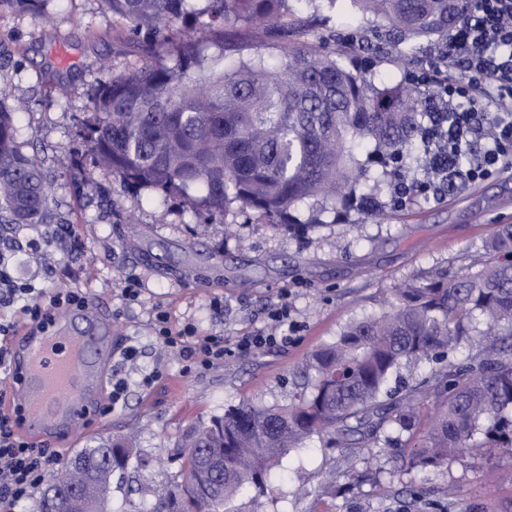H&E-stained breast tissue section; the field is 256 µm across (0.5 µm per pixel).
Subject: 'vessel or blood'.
Wrapping results in <instances>:
<instances>
[{"label":"vessel or blood","mask_w":512,"mask_h":512,"mask_svg":"<svg viewBox=\"0 0 512 512\" xmlns=\"http://www.w3.org/2000/svg\"><path fill=\"white\" fill-rule=\"evenodd\" d=\"M85 321L77 336L64 318L50 335L18 336L12 342L13 365L22 376L15 399L22 411L21 429L38 441L70 444L79 419L94 405L112 339L94 310H86Z\"/></svg>","instance_id":"b4317fda"}]
</instances>
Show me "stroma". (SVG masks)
Returning <instances> with one entry per match:
<instances>
[{
    "label": "stroma",
    "mask_w": 512,
    "mask_h": 512,
    "mask_svg": "<svg viewBox=\"0 0 512 512\" xmlns=\"http://www.w3.org/2000/svg\"><path fill=\"white\" fill-rule=\"evenodd\" d=\"M304 26L300 40L322 53L358 58L376 75L409 82L437 62V42L418 40L405 60L388 50L386 28L355 16L350 0H289ZM108 58L113 74L151 60L147 46L113 23L96 0H67L53 27L26 14L0 17V97L22 99L20 140L45 156L56 181L55 203L71 233L52 245L55 265L43 269L29 246L35 231L11 227L0 248L13 249L15 274L54 291L77 289L112 322L117 348L135 347L134 360L114 358L99 381L105 399L112 376L129 381L123 405L111 414L82 418L61 461L94 441L120 437L145 465L112 480L114 512H144L182 482L178 447L192 427L242 402L288 404L303 388L308 358L334 342L351 322L384 312L396 288L428 272L478 268L481 245L497 224H512V168L441 199L418 198L383 221L335 212L332 202L309 201L301 225L274 230L256 212L232 204L223 213L192 208L187 198L153 189L132 192L110 173L97 172L83 195H74L71 151L83 150L80 121L100 79L96 63ZM70 87L56 97L57 83ZM108 186L117 208L96 192ZM141 285L138 298L123 294ZM287 305L296 324L287 346L241 353L236 341L271 326L270 312ZM173 325L192 324L223 337L232 355L223 364L183 372L177 355L156 340L158 312ZM161 376L144 388L141 378ZM412 447L350 441L334 446L315 436L283 460L266 496L245 495L226 512H512V455L491 447L479 456L449 460L439 469L412 466ZM380 478L344 479L348 465L365 471L369 458Z\"/></svg>",
    "instance_id": "obj_1"
}]
</instances>
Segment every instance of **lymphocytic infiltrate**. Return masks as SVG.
<instances>
[{
	"label": "lymphocytic infiltrate",
	"instance_id": "lymphocytic-infiltrate-1",
	"mask_svg": "<svg viewBox=\"0 0 512 512\" xmlns=\"http://www.w3.org/2000/svg\"><path fill=\"white\" fill-rule=\"evenodd\" d=\"M440 65L415 74V82L432 87L433 109L452 115L448 152L467 156L464 169L449 170L435 180V188L450 182L463 187L492 171L512 166V0H474L465 21L452 30L438 51ZM463 67L464 78L453 69ZM14 254L0 250V335L25 330L44 333L62 310L83 308L86 296L76 289L51 291L17 281L11 273ZM270 318L278 334L241 337L237 350L256 352L287 345L296 326L287 306ZM154 331L162 345L175 351L188 365L211 367L228 352L218 336L199 335L193 326L173 329L166 313H157ZM19 386L7 345H0V512H15L19 503L42 486L55 467L59 451L35 443L19 431L20 419L5 408Z\"/></svg>",
	"mask_w": 512,
	"mask_h": 512
}]
</instances>
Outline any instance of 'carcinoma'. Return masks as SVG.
<instances>
[{
  "mask_svg": "<svg viewBox=\"0 0 512 512\" xmlns=\"http://www.w3.org/2000/svg\"><path fill=\"white\" fill-rule=\"evenodd\" d=\"M60 0H0V15L28 12L54 20ZM112 20L143 36L147 46L171 38L172 50L127 72L99 80L82 122L86 149L72 158L83 179L106 168L127 187L190 196L208 211L230 204L250 209L274 228L293 227L291 211L312 199L353 193L357 159L377 161L402 176L426 150L427 129L448 131L449 115L430 111L432 91H406L375 81L361 68L320 54L296 39L301 27L288 0H97ZM357 11L389 28L394 46L444 37L461 24L473 0H352ZM256 26L279 41L275 57L224 42V30ZM22 102L0 100V224H65L54 201L45 158L23 151L17 135ZM360 214L385 218V205L364 194ZM489 260L452 276L440 271L395 289L391 311L348 324L336 341L309 358L310 390L282 406L246 402L193 429L180 447L183 481L200 482L218 461L212 489L187 499L185 488L149 512H224L243 493L264 495L282 458L313 436L374 438L387 427L413 437L421 405L436 414L411 464L438 467L482 448L477 435L512 454V224L497 225L484 244ZM481 324L486 336L474 356L406 383L390 380L403 365L438 363ZM134 453L118 439L80 449L54 474L51 491L78 487L106 512L112 476Z\"/></svg>",
  "mask_w": 512,
  "mask_h": 512,
  "instance_id": "carcinoma-1",
  "label": "carcinoma"
}]
</instances>
